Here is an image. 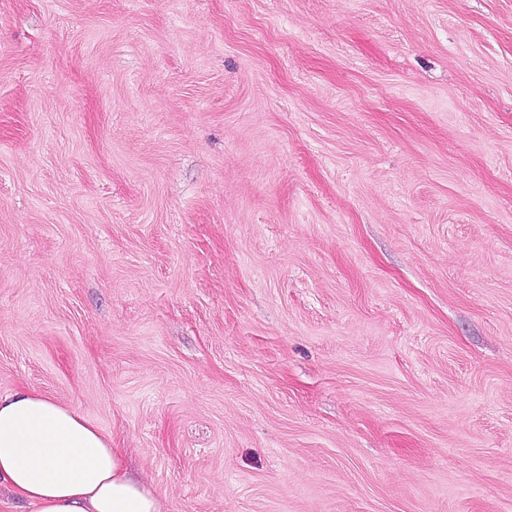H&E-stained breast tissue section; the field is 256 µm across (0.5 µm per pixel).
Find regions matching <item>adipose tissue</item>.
<instances>
[{"mask_svg":"<svg viewBox=\"0 0 512 512\" xmlns=\"http://www.w3.org/2000/svg\"><path fill=\"white\" fill-rule=\"evenodd\" d=\"M28 512H161L112 439L34 391L0 395V489Z\"/></svg>","mask_w":512,"mask_h":512,"instance_id":"ef3b65f1","label":"adipose tissue"}]
</instances>
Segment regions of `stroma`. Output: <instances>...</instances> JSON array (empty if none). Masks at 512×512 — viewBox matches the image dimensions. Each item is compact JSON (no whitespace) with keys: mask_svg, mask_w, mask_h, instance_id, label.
Here are the masks:
<instances>
[{"mask_svg":"<svg viewBox=\"0 0 512 512\" xmlns=\"http://www.w3.org/2000/svg\"><path fill=\"white\" fill-rule=\"evenodd\" d=\"M162 512H512V0H0V394Z\"/></svg>","mask_w":512,"mask_h":512,"instance_id":"35a3bbf8","label":"stroma"}]
</instances>
